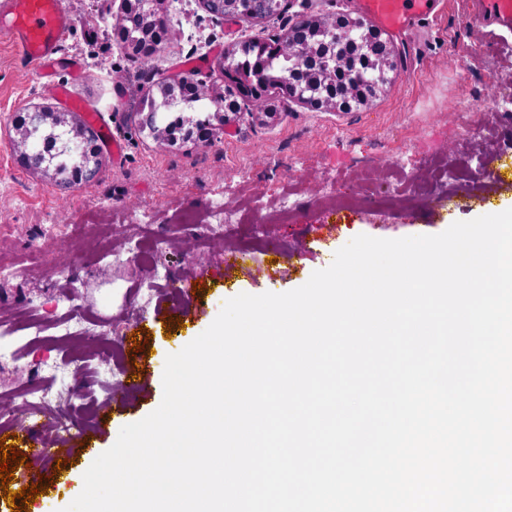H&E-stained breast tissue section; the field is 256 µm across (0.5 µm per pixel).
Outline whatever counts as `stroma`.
Returning a JSON list of instances; mask_svg holds the SVG:
<instances>
[{
	"mask_svg": "<svg viewBox=\"0 0 512 512\" xmlns=\"http://www.w3.org/2000/svg\"><path fill=\"white\" fill-rule=\"evenodd\" d=\"M436 2L406 31H383L397 70L368 103L328 111L272 90L276 119L241 113L211 142L169 145L135 117L151 73L175 76L179 62L199 60L223 91L214 47L271 40L302 14L356 17L358 0H287L278 15L232 27L197 0H170L169 34L146 65L113 40L120 0H64L74 18L65 49L86 65L76 91L125 146L120 165L103 160L74 190L18 159L15 113L59 102L0 35V259L10 268L0 276V427L13 424L37 381L63 394L42 405L46 417L65 409L100 431L67 464L46 456L16 467L9 490L36 475L46 487L28 512H58L77 497L120 428L159 406L167 355L205 331L227 299L298 288L360 234L435 235L490 207L512 208V190L490 181L512 144V33L479 27L475 0ZM470 172L489 203L462 196ZM218 204L231 220L206 231ZM228 256L237 261L230 271ZM154 319L169 322V335L134 347ZM134 366L146 369L149 389L127 407H106L122 369Z\"/></svg>",
	"mask_w": 512,
	"mask_h": 512,
	"instance_id": "35a3bbf8",
	"label": "stroma"
}]
</instances>
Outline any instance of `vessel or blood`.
<instances>
[{
	"label": "vessel or blood",
	"instance_id": "1",
	"mask_svg": "<svg viewBox=\"0 0 512 512\" xmlns=\"http://www.w3.org/2000/svg\"><path fill=\"white\" fill-rule=\"evenodd\" d=\"M479 16L484 24L512 29V0H479ZM434 0H361L363 15L375 24L390 30L407 29L421 13L432 11ZM73 25L71 14L63 0H0V28L4 29L13 47L17 61L25 67L36 69L45 80L46 89L59 101L82 112L89 126L96 129L112 159H119L122 148L112 137L104 115L88 107L74 92L71 81L79 77L84 64L80 58L65 54L64 41ZM69 70L70 82L56 81L58 68ZM88 429L50 438L45 424H31L17 428L15 433L0 430L4 442L34 445L35 456H42L44 449H54L56 456L70 457L75 441L88 437Z\"/></svg>",
	"mask_w": 512,
	"mask_h": 512
}]
</instances>
